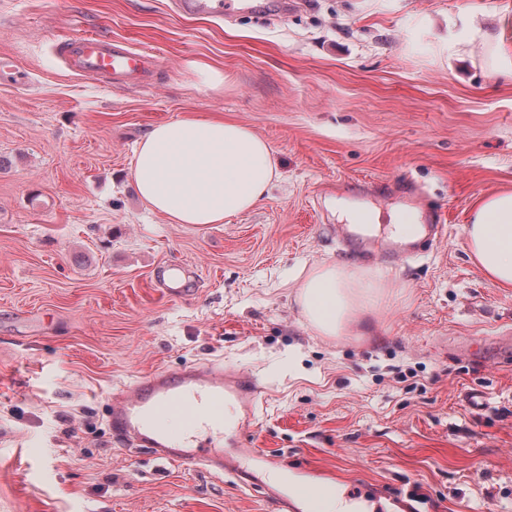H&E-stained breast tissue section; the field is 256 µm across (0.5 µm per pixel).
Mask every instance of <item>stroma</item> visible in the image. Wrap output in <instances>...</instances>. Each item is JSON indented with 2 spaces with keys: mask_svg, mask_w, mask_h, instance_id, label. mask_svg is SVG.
Returning a JSON list of instances; mask_svg holds the SVG:
<instances>
[{
  "mask_svg": "<svg viewBox=\"0 0 512 512\" xmlns=\"http://www.w3.org/2000/svg\"><path fill=\"white\" fill-rule=\"evenodd\" d=\"M174 0H0V512H278L260 494L115 438L113 393L210 361L264 388L246 447L417 492L434 512H512V288L465 246L477 201L512 190V78L440 55L512 0H299L281 17H180ZM89 32L160 59L150 86L70 73ZM251 128L278 169L224 224H171L131 176L156 124ZM342 183L348 194L325 187ZM413 187L447 231L427 253L362 261L337 203L399 212ZM325 262L391 278L364 336H320L296 303ZM190 266L166 298L156 267Z\"/></svg>",
  "mask_w": 512,
  "mask_h": 512,
  "instance_id": "35a3bbf8",
  "label": "stroma"
}]
</instances>
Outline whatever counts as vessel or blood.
Wrapping results in <instances>:
<instances>
[{
	"label": "vessel or blood",
	"instance_id": "obj_1",
	"mask_svg": "<svg viewBox=\"0 0 512 512\" xmlns=\"http://www.w3.org/2000/svg\"><path fill=\"white\" fill-rule=\"evenodd\" d=\"M179 11L190 16L228 18L239 13L267 14L286 9L288 0H175ZM60 51L69 71L93 77L110 85L145 74L148 56L130 43L100 34H85L61 43ZM413 220L409 234L383 236L366 232L363 225H347L346 242L362 256L381 252L385 256L412 257L443 235L439 210L419 216L414 205L403 209ZM154 287L170 297L188 295L195 282L182 268L155 270ZM261 390L251 376L226 370L211 362L178 371L158 370L140 377L131 394H113L109 422L113 435L145 448L157 458L186 466L205 468L232 477L242 487H258L280 512H317L316 503L325 483L310 470L297 469L296 487L284 489L268 481L269 471L279 468L277 456L245 447L238 433L254 421ZM169 418L179 419L183 432L175 436L162 429ZM223 437V446L210 442V435ZM350 512H416L410 493H382L361 486L349 495Z\"/></svg>",
	"mask_w": 512,
	"mask_h": 512
}]
</instances>
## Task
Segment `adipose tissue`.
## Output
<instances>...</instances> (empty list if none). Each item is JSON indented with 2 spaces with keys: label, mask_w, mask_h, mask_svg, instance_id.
I'll list each match as a JSON object with an SVG mask.
<instances>
[{
  "label": "adipose tissue",
  "mask_w": 512,
  "mask_h": 512,
  "mask_svg": "<svg viewBox=\"0 0 512 512\" xmlns=\"http://www.w3.org/2000/svg\"><path fill=\"white\" fill-rule=\"evenodd\" d=\"M495 73L512 76V15L482 35ZM132 179L144 205L172 224H221L260 204L278 176L268 143L246 126L185 116L155 125L138 145ZM464 234L471 259L494 286L512 288V192L480 200ZM390 281L347 264H319L299 282L306 323L324 336L364 328Z\"/></svg>",
  "instance_id": "ef3b65f1"
}]
</instances>
